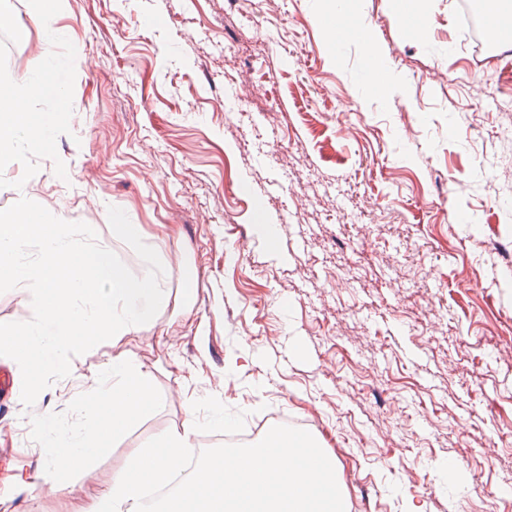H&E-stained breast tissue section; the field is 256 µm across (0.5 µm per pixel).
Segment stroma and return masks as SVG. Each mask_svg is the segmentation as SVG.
I'll return each instance as SVG.
<instances>
[{"mask_svg":"<svg viewBox=\"0 0 512 512\" xmlns=\"http://www.w3.org/2000/svg\"><path fill=\"white\" fill-rule=\"evenodd\" d=\"M23 33L20 73L43 32L10 0ZM366 15L386 72L367 51L325 40L317 0H65L51 21L76 48L67 168L39 160L0 174V210L19 193L83 222L131 270L107 209L147 235H171L172 272L156 316L127 357L162 395L65 496L37 491L7 512H66L90 502L128 451L181 428L194 400L217 397L258 421L300 420L336 451L349 512H512V364L491 338L512 319V96L489 85L512 64L473 42L458 0H346ZM262 88L229 100L226 89ZM24 180L23 189L13 181ZM468 221L456 224L452 215ZM194 290L186 304L185 290ZM108 346L73 357L71 374L21 401L19 365L0 356V479L43 468L35 415L88 392ZM462 460L458 484L442 468Z\"/></svg>","mask_w":512,"mask_h":512,"instance_id":"obj_1","label":"stroma"}]
</instances>
